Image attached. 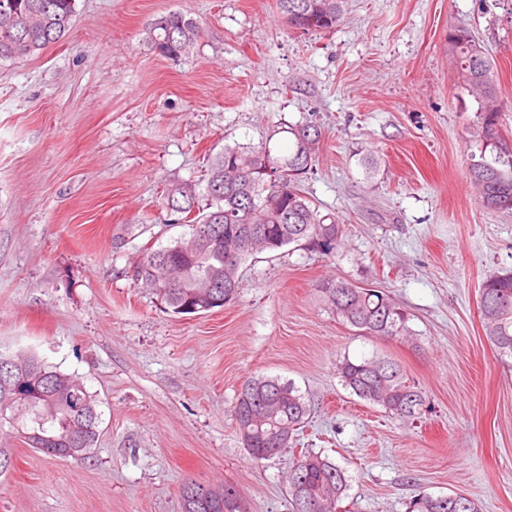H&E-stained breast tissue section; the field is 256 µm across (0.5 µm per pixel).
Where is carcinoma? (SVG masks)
<instances>
[{"mask_svg":"<svg viewBox=\"0 0 512 512\" xmlns=\"http://www.w3.org/2000/svg\"><path fill=\"white\" fill-rule=\"evenodd\" d=\"M345 0H277L292 27L330 30L340 22ZM76 17V0H0V62L25 60L59 42ZM202 36L197 23L182 14L162 16L151 24L149 41L158 54L176 57L188 52ZM464 89L478 103L469 129L467 156L476 200L488 211H512V150L503 147L500 105L492 65L472 36L457 29L448 33ZM288 153L269 144L259 147L226 145L212 159L205 188V205L195 188L173 184L166 189V208L179 215L189 231L167 246H143L131 278L147 288L175 315H193L202 296L217 294L222 308L236 296L239 270L251 257L294 245L333 257L344 245L346 228L328 221L306 195L303 178L315 163L321 127L306 122L290 128ZM219 224L220 242L194 238L195 228ZM252 228L259 242L240 253L236 267L225 264L224 252ZM336 316L362 336L404 340L411 335L406 313L385 292L336 280L322 284ZM479 310L486 339L502 358L512 359V271L490 275L480 289ZM344 386L361 400L402 420L420 417L423 393L385 358L344 359L338 366ZM28 417L17 423L24 443L48 457L69 458L75 445L92 449L99 424L98 403L84 381L51 369L32 355L0 353V421H10L19 404ZM309 404L290 383L275 378L246 381L238 393L233 417L243 448L251 458L269 460L283 447L277 443L304 423ZM348 476L328 457L300 450L288 476L291 512H342ZM182 512H242L235 487H181ZM411 512H478L475 499L462 493L422 494Z\"/></svg>","mask_w":512,"mask_h":512,"instance_id":"carcinoma-1","label":"carcinoma"}]
</instances>
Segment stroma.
Listing matches in <instances>:
<instances>
[{"label": "stroma", "mask_w": 512, "mask_h": 512, "mask_svg": "<svg viewBox=\"0 0 512 512\" xmlns=\"http://www.w3.org/2000/svg\"><path fill=\"white\" fill-rule=\"evenodd\" d=\"M76 4L60 42L0 63V353L80 377L99 437L91 458L63 460L0 426V512H181L190 479L233 485L245 512H289L303 448L346 467L344 512H409L422 491L512 512V362L478 314L483 280L512 271V214L475 200L477 103L448 45L464 29L488 54L512 140V0H347L323 32L290 28L277 0ZM172 12L203 36L166 58L147 30ZM309 121L323 144L303 187L346 226L343 252L256 255L230 304L193 316L134 286L140 248L174 234L166 187L204 186L227 144L287 153L289 127ZM332 279L386 291L411 337L358 335L325 300ZM371 356L422 389L419 420L343 385L339 361ZM252 377L310 405L290 447L259 462L232 416Z\"/></svg>", "instance_id": "35a3bbf8"}]
</instances>
